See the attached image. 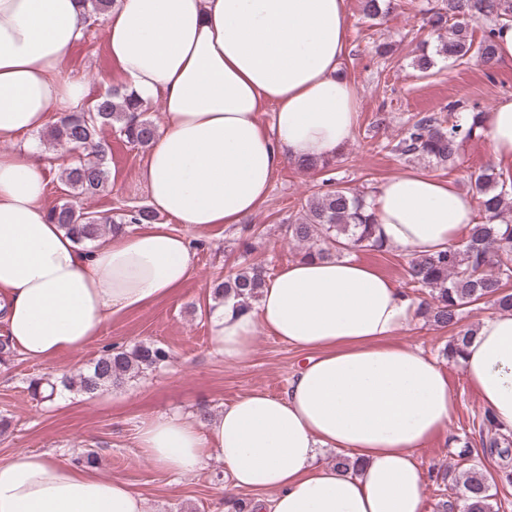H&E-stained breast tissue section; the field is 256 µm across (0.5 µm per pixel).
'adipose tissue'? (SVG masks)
<instances>
[{"label": "adipose tissue", "instance_id": "ef3b65f1", "mask_svg": "<svg viewBox=\"0 0 512 512\" xmlns=\"http://www.w3.org/2000/svg\"><path fill=\"white\" fill-rule=\"evenodd\" d=\"M347 0H119L105 32L112 58L164 126L140 179L168 216L94 248L78 247L45 205L49 163L28 139L84 107L67 72L90 24L84 0H0V332L21 356L47 361L83 347L110 319L167 297L195 269L187 230L236 224L267 197L276 172L334 158L357 120L340 72ZM274 107L271 131L258 115ZM492 164L512 184V100L484 120ZM377 233L414 256L446 249L477 221L474 199L421 172L396 175L373 197ZM183 232H176V225ZM418 299L351 258L297 261L266 276L257 305L211 317L214 350L247 360L259 335L307 352L282 396L244 395L217 414L164 412L138 445L182 476L209 458L226 492L268 493L262 512H422L414 455L443 431L448 378L418 348L395 342ZM467 382L512 435V312L485 316L460 359ZM351 468L324 465V450ZM0 512H146L125 482L45 453L0 461Z\"/></svg>", "mask_w": 512, "mask_h": 512}]
</instances>
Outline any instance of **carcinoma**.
I'll list each match as a JSON object with an SVG mask.
<instances>
[{
  "label": "carcinoma",
  "instance_id": "cac0c4a2",
  "mask_svg": "<svg viewBox=\"0 0 512 512\" xmlns=\"http://www.w3.org/2000/svg\"><path fill=\"white\" fill-rule=\"evenodd\" d=\"M392 0H363L365 16L376 20L389 14ZM421 29L434 37L430 52L414 59V67L423 76L430 74L438 59L456 63L476 59L487 72L497 64L495 27L512 22V0H439L421 9ZM482 19L494 21L480 41L469 35V23ZM145 102L130 88L114 89L100 96L90 110L71 112L50 128V141L87 153L70 168L64 180L76 197H90L107 184L109 170L106 147L100 134L117 127L120 137L134 147L151 146L156 128L144 117ZM469 114L471 122L461 120ZM486 113L478 106L454 100L437 112L409 118L391 151L410 161L427 159L440 165H453L462 144L481 136ZM469 191L477 200L481 219L469 230L465 241L431 254H421L409 262L411 287L428 295L416 311L422 319L452 333L444 352L448 360L459 362L474 329L462 325L464 309L479 301L493 302L500 310L512 312V267L502 258L512 254V186L500 180L489 166L469 179ZM51 223L58 224L77 244L95 241L107 232H119L129 224H153L157 213L139 206L122 213L114 224L109 217L84 211L65 202L49 211ZM285 236L302 246L303 259H328L345 251L383 252L386 246L376 235V219L368 197L352 191L344 182L328 179L326 191L301 206L285 226ZM265 274L255 266L229 269L214 288L215 297L235 300L248 308L259 300ZM170 359L169 352L154 342H138L126 348L109 346L86 367L62 381L66 388L94 396ZM494 478L470 468L461 480L448 485L446 498L438 502L439 512H497L491 493Z\"/></svg>",
  "mask_w": 512,
  "mask_h": 512
}]
</instances>
